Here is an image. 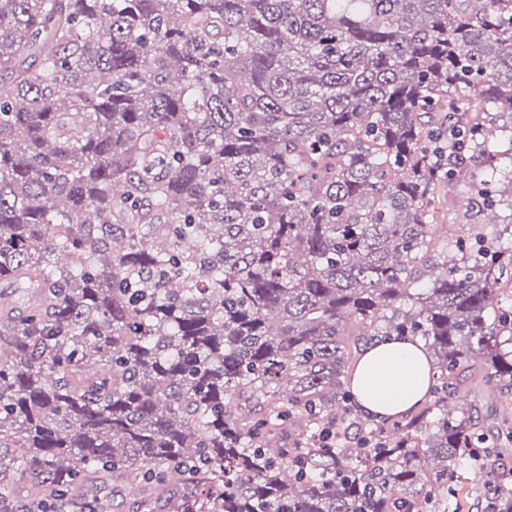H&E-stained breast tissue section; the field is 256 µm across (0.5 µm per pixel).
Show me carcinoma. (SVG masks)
<instances>
[{"label":"carcinoma","mask_w":512,"mask_h":512,"mask_svg":"<svg viewBox=\"0 0 512 512\" xmlns=\"http://www.w3.org/2000/svg\"><path fill=\"white\" fill-rule=\"evenodd\" d=\"M506 117L512 0H0V512H441L507 467ZM388 336L433 381L367 422ZM433 373L432 359L418 342L371 344L355 367L351 391L366 414L400 415L425 399Z\"/></svg>","instance_id":"obj_1"}]
</instances>
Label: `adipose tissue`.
<instances>
[{"label": "adipose tissue", "instance_id": "adipose-tissue-1", "mask_svg": "<svg viewBox=\"0 0 512 512\" xmlns=\"http://www.w3.org/2000/svg\"><path fill=\"white\" fill-rule=\"evenodd\" d=\"M433 373L432 360L420 343L385 341L364 351L351 391L366 414L400 415L425 399Z\"/></svg>", "mask_w": 512, "mask_h": 512}]
</instances>
